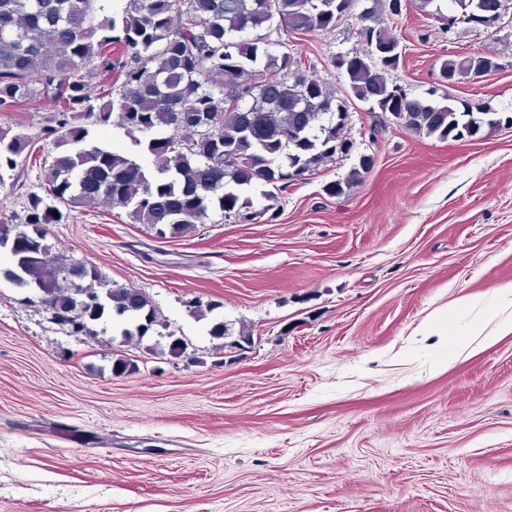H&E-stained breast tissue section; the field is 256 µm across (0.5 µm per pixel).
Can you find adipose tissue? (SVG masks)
Wrapping results in <instances>:
<instances>
[{"instance_id": "obj_1", "label": "adipose tissue", "mask_w": 512, "mask_h": 512, "mask_svg": "<svg viewBox=\"0 0 512 512\" xmlns=\"http://www.w3.org/2000/svg\"><path fill=\"white\" fill-rule=\"evenodd\" d=\"M466 303L477 311L470 325V333L479 338L481 348L491 347L512 335L511 282L491 289L488 300L470 296Z\"/></svg>"}]
</instances>
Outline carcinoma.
Segmentation results:
<instances>
[{"label":"carcinoma","instance_id":"cac0c4a2","mask_svg":"<svg viewBox=\"0 0 512 512\" xmlns=\"http://www.w3.org/2000/svg\"><path fill=\"white\" fill-rule=\"evenodd\" d=\"M99 0H0V111L17 110L38 96L59 103L56 152L44 163L46 196L29 199L15 228L32 249L50 254L49 278L36 257L11 251L0 276L38 289L45 310L64 315L73 333L97 335L96 327L121 319L123 342L142 339L160 324L150 301L131 288L86 295L103 279L97 266L68 262L45 244L47 225L68 220L80 208L104 203L131 209L134 222L163 238H179L218 210L240 208L239 191L255 184L284 189L292 174L318 170L348 155L344 135L350 100L337 97L303 69L300 58L270 52L250 34L276 27L286 32L336 27V0H127L118 14L99 15ZM360 37L379 47L396 39L376 25L384 9L401 0H369ZM118 53L112 54V45ZM400 56L375 63L357 51L337 58L351 94L379 112H399L405 129L445 140L472 138L483 128L512 126V116L472 111L469 102L399 99L387 79ZM473 56L441 63L443 78L458 83L475 76ZM101 68L123 77L118 92H94L86 73ZM86 124L74 125L75 119ZM127 134L153 132L145 151L154 167L88 141L89 127L112 122ZM33 138L0 127V168L14 171L31 154ZM80 272L85 283L70 275Z\"/></svg>","mask_w":512,"mask_h":512}]
</instances>
